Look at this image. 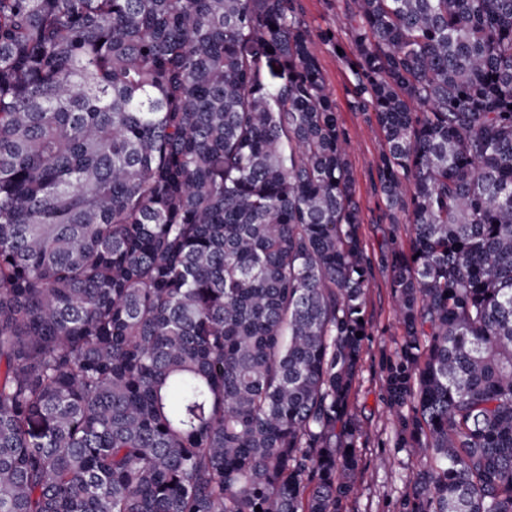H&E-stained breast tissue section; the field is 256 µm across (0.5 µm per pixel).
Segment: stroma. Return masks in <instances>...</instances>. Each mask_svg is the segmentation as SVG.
<instances>
[{
	"label": "stroma",
	"instance_id": "1",
	"mask_svg": "<svg viewBox=\"0 0 512 512\" xmlns=\"http://www.w3.org/2000/svg\"><path fill=\"white\" fill-rule=\"evenodd\" d=\"M295 6L316 37L319 63L349 135L355 198L362 215L359 234L369 259L365 295L369 339L350 402L352 413L363 425L358 443L360 470L347 512H387L416 469L415 461L388 446L394 436L395 417L387 404L381 370L383 360L394 355L403 334L386 257L392 242L404 247L408 241L402 225L391 223L385 215L378 195L381 135L375 115L358 108L351 95L354 76L346 63L350 46L339 22L345 0H295ZM325 31L332 34V41L322 39Z\"/></svg>",
	"mask_w": 512,
	"mask_h": 512
}]
</instances>
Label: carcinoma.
Segmentation results:
<instances>
[{
  "label": "carcinoma",
  "mask_w": 512,
  "mask_h": 512,
  "mask_svg": "<svg viewBox=\"0 0 512 512\" xmlns=\"http://www.w3.org/2000/svg\"><path fill=\"white\" fill-rule=\"evenodd\" d=\"M344 18L409 241L393 512H512V0ZM314 45L294 0H0V512H344L368 271Z\"/></svg>",
  "instance_id": "1"
}]
</instances>
